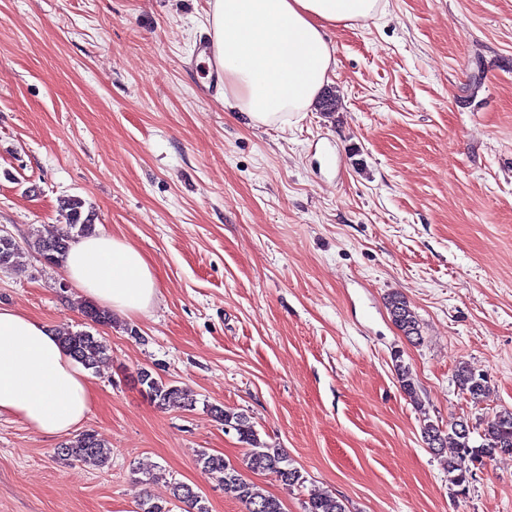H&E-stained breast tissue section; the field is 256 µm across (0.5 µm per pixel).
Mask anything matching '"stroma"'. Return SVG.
I'll list each match as a JSON object with an SVG mask.
<instances>
[{
    "label": "stroma",
    "mask_w": 512,
    "mask_h": 512,
    "mask_svg": "<svg viewBox=\"0 0 512 512\" xmlns=\"http://www.w3.org/2000/svg\"><path fill=\"white\" fill-rule=\"evenodd\" d=\"M208 0H0V226L64 224L63 198L141 251L152 306L99 326L109 358L82 424L97 469L0 416V512H136L167 481L245 512L197 466L243 463L209 412L246 414L305 482L253 480L285 512L309 494L350 512H512V455L451 495L424 422L512 409V0H387L332 34L333 112L255 126L224 104L197 48ZM36 254L0 272V304L84 327V297ZM404 296L407 340L386 307ZM419 396L400 388L393 354ZM488 374L473 400L460 366ZM189 389L164 410L135 377ZM167 480L142 482L146 471ZM387 308L394 324L408 339H420L419 321L404 297L397 294L388 296ZM57 456L66 461H79L83 464L104 468L109 463L111 449L98 438L94 431H84L57 449Z\"/></svg>",
    "instance_id": "obj_1"
}]
</instances>
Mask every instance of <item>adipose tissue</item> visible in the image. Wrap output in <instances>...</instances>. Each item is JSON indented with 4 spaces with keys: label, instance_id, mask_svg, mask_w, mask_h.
I'll use <instances>...</instances> for the list:
<instances>
[{
    "label": "adipose tissue",
    "instance_id": "1",
    "mask_svg": "<svg viewBox=\"0 0 512 512\" xmlns=\"http://www.w3.org/2000/svg\"><path fill=\"white\" fill-rule=\"evenodd\" d=\"M387 0H210L211 62L224 76V102L251 124H290L308 111L333 72L329 28L383 15ZM61 269L94 303L133 316L158 279L145 256L108 234L84 236ZM94 399L85 368L46 323L0 307V416L40 433L72 434Z\"/></svg>",
    "mask_w": 512,
    "mask_h": 512
}]
</instances>
